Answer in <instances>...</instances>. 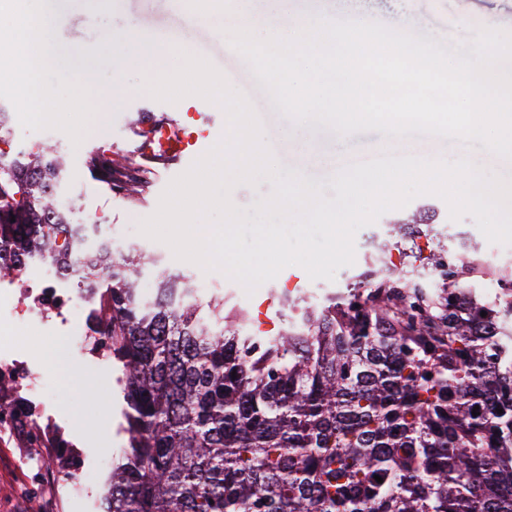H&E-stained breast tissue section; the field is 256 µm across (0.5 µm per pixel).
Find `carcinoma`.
<instances>
[{
    "instance_id": "cac0c4a2",
    "label": "carcinoma",
    "mask_w": 512,
    "mask_h": 512,
    "mask_svg": "<svg viewBox=\"0 0 512 512\" xmlns=\"http://www.w3.org/2000/svg\"><path fill=\"white\" fill-rule=\"evenodd\" d=\"M88 165L140 194L129 160ZM67 177L49 146L0 158V275L44 257L103 292L128 434L104 512H512L511 274L481 302L443 252L410 272L381 248L379 276L322 304L283 295L287 326L258 338L184 275L146 293L150 254L57 244Z\"/></svg>"
}]
</instances>
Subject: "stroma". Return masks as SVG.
Returning <instances> with one entry per match:
<instances>
[{
  "label": "stroma",
  "mask_w": 512,
  "mask_h": 512,
  "mask_svg": "<svg viewBox=\"0 0 512 512\" xmlns=\"http://www.w3.org/2000/svg\"><path fill=\"white\" fill-rule=\"evenodd\" d=\"M363 8L366 20L411 32L448 51L473 39L483 27L512 33V0H364ZM132 23L155 41L156 51L146 62L122 68L117 62L103 60L91 72L70 65L49 78L55 86L60 78L78 75L95 88L94 116L85 137L71 149L67 160L70 175L63 193L73 208L100 211L111 220L114 232L134 246L161 256L163 268L208 284L211 292L224 296L227 306L244 308L254 315L265 312L276 332L288 319L279 302L284 288L294 287L299 295L332 293L345 288L352 276L368 271L369 260L359 250L354 263L339 269L334 280L310 279L302 267L291 265L249 296L240 284L221 272L207 273L196 264L178 260L168 245L139 232V223L156 212L162 193L189 169L190 160L168 166L136 203L115 196L107 184L89 172L85 161L104 144L110 145L113 156L131 154L137 142L149 135L151 120L168 116L179 124L206 130V138L199 141L201 151H208L220 140L225 114L209 101L195 95L164 102L143 89L155 68L170 71L178 66L179 51L194 55L205 46L213 54L225 56L227 82L236 88L245 83L253 87L252 106L264 128L263 140L282 173L298 171L309 183L323 184L326 198L335 196L329 185L332 175L346 167L350 158L381 151L387 137L379 131H361L336 138L324 124L308 121L297 125L284 117L249 64L241 55L232 54L224 39L223 16L204 8L202 0H102L98 5L89 0H68L65 6L67 41L79 55L97 53L105 35L120 34ZM401 144L404 153L422 158L454 160L467 155L486 172L512 180V161L486 151L478 141L467 146L454 139L412 134ZM312 146L321 150V160L308 159L307 151ZM424 204L435 213V231L465 242L473 260L482 261L488 251H495L492 266L473 271L467 278L479 296L493 300L497 274L512 271V246H490L471 216L452 220L447 203L434 195L416 197L404 211L412 213ZM8 354L27 363L29 391L23 394V401L61 431L64 444L32 448L23 433L11 432L0 424V512H103L102 481L109 478L112 462L128 439L125 403L115 384L114 371L98 375L75 363H58L50 336L39 337L33 346L24 336L0 335V357ZM103 406L110 414L106 422L96 416ZM75 473L88 475V482L72 481Z\"/></svg>",
  "instance_id": "1"
}]
</instances>
